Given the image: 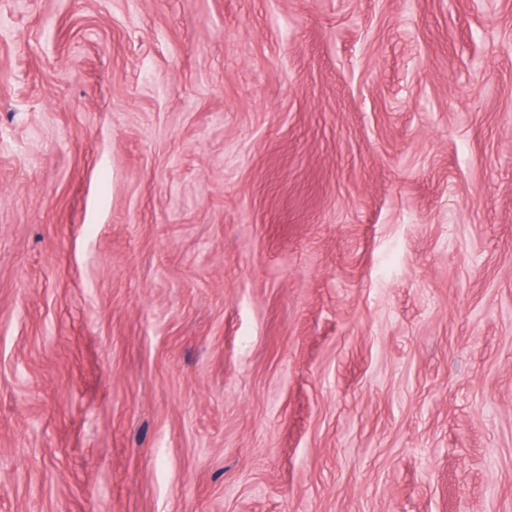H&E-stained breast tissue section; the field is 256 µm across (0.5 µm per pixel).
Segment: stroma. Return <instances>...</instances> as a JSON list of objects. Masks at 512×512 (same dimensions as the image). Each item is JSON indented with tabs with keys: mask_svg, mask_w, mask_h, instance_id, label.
Returning a JSON list of instances; mask_svg holds the SVG:
<instances>
[{
	"mask_svg": "<svg viewBox=\"0 0 512 512\" xmlns=\"http://www.w3.org/2000/svg\"><path fill=\"white\" fill-rule=\"evenodd\" d=\"M0 512H512V0H0Z\"/></svg>",
	"mask_w": 512,
	"mask_h": 512,
	"instance_id": "35a3bbf8",
	"label": "stroma"
}]
</instances>
